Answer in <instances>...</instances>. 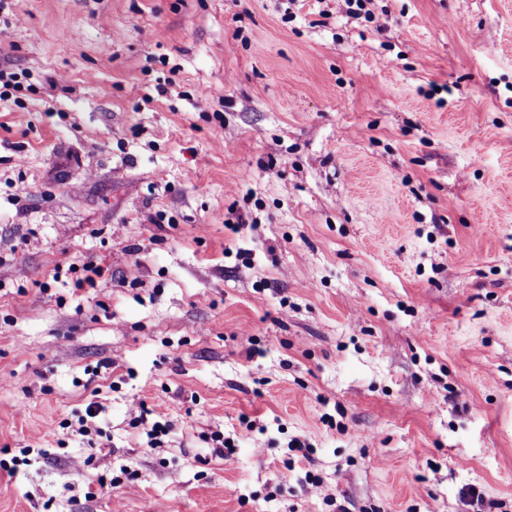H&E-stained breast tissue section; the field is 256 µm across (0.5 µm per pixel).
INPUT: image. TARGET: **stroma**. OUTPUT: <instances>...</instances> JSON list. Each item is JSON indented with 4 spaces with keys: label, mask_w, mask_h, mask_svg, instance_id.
<instances>
[{
    "label": "stroma",
    "mask_w": 512,
    "mask_h": 512,
    "mask_svg": "<svg viewBox=\"0 0 512 512\" xmlns=\"http://www.w3.org/2000/svg\"><path fill=\"white\" fill-rule=\"evenodd\" d=\"M369 8L0 0V512H512V0Z\"/></svg>",
    "instance_id": "35a3bbf8"
}]
</instances>
